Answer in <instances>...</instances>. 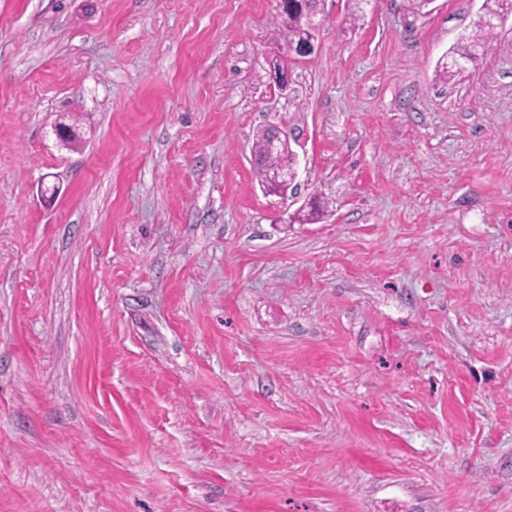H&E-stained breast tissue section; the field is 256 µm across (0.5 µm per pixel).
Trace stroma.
<instances>
[{
    "label": "stroma",
    "instance_id": "obj_1",
    "mask_svg": "<svg viewBox=\"0 0 512 512\" xmlns=\"http://www.w3.org/2000/svg\"><path fill=\"white\" fill-rule=\"evenodd\" d=\"M483 4L323 0L282 91L276 0H0V512H512V18L436 76ZM266 128L256 133L252 152L257 163V174L259 180L262 182L265 178L266 171L269 167L280 166V167H291L294 164L295 155L290 150H283L279 153L271 155L268 150Z\"/></svg>",
    "mask_w": 512,
    "mask_h": 512
}]
</instances>
